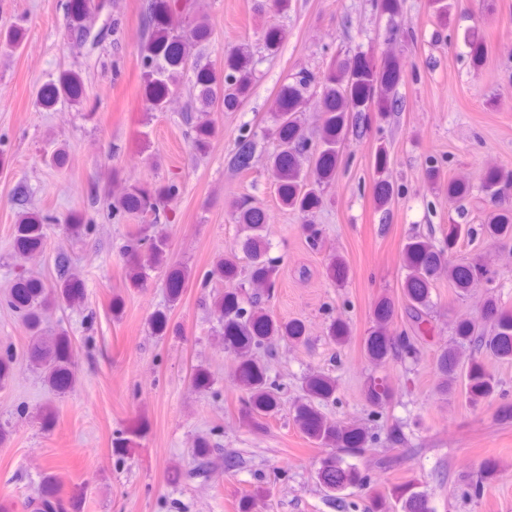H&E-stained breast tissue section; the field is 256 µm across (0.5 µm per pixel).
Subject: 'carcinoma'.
Wrapping results in <instances>:
<instances>
[{"instance_id": "1", "label": "carcinoma", "mask_w": 512, "mask_h": 512, "mask_svg": "<svg viewBox=\"0 0 512 512\" xmlns=\"http://www.w3.org/2000/svg\"><path fill=\"white\" fill-rule=\"evenodd\" d=\"M91 0H72V14L77 29L85 32L83 21L90 12ZM176 0H152L147 16V38L140 52L141 63L149 75L145 98L150 109L160 110L169 96L177 89L185 71L193 69L196 100L206 112L220 103L226 110H235L246 102L253 81V56L249 44L242 43L224 52V67L215 72L205 66L188 61L185 39L177 32L172 22L175 16ZM283 38L282 31L270 26L263 30L264 48L274 53ZM383 65L374 67L364 54H357L334 61L322 80L305 73L293 83L280 87L276 94V108L273 116L274 128L271 135L276 141L275 151L269 156V173L276 186L280 204L297 212L304 222L302 231L308 246L317 250L324 240L319 225L310 222L309 215L323 204V189L335 180L340 165V154L348 129L353 128L357 136L363 135L362 114L375 112L385 119L391 112L401 108L396 89L404 80L401 62L382 51ZM319 85L320 135L317 143L305 135L300 120L301 109L306 103V93L313 85ZM79 101L85 94L84 86L74 77H66L60 85H49L41 94V100L52 103L60 93ZM185 122L193 125L191 144L194 150L203 151L215 133L213 123L208 119L185 116ZM258 149V133L243 128L236 141L235 151L229 158V166L237 173L253 168ZM387 163L385 146L378 147L375 165L379 177L374 181L373 198L380 209L388 208L399 196V189L380 177ZM512 184V173L505 174L497 167L490 168L483 181V189L499 188ZM179 192L178 184L170 182L157 193H148L137 186H124L118 192L104 194V201L112 215H136L146 224L157 226L163 210V200ZM497 207L487 224L484 234L491 240L512 239V207L500 206L499 196L490 197ZM231 215L240 227V237L223 256L219 257L206 276V283L212 288L214 311L224 335V343L235 361L239 387L243 393V416L255 419L258 415H269L278 408L276 392L278 385L271 380L265 366L255 358V352L267 348L279 336H302V328L279 325L256 296L243 306L239 290L248 284L265 288L274 286L276 261L269 257L270 243L266 239L264 209L249 198L236 200L231 204ZM458 233L451 230L443 247H438L427 235L415 233L408 238L402 250V268L405 276L402 283L407 299L406 312L412 323L414 335L401 337L402 350L416 353L415 336L429 331L431 289L442 267H447L448 281L458 289L459 295L469 293L478 280L492 278V271L483 264L454 263L451 255L457 245ZM42 244V224L34 216L26 217L19 225L15 246L18 254L32 251ZM127 275L130 281L142 288L148 286L151 273L162 272L167 266V239L158 232L150 237L138 227L124 245ZM57 280L51 286L32 275H21L10 289L9 303L22 313L27 326L41 334V311L46 304V295L53 289L60 290L62 300L76 301L84 296V283L72 271L65 252L55 258ZM164 287L170 300L176 302L184 287V276L178 270L165 273ZM484 309L486 315L495 320V332L485 336L473 320H462L455 326V335L461 341L485 346L499 358H512V311L498 305L497 300L487 297ZM395 306L388 298H381L374 309V326L365 340L367 355L376 362L384 361L392 354L396 342L391 338ZM68 342L61 341L54 348L40 352L53 359L47 379L57 393H64L72 387L74 375L66 366ZM441 393L450 394L461 376H466L467 391L472 402L491 398L497 384L474 358L468 363L461 362L453 348H444L436 360ZM303 391L304 402L295 408V422L310 438L323 445L341 444L342 449L351 452L365 447L367 434L359 428L343 429L326 422L312 406L315 400H326L336 392V380L321 374L306 377ZM370 403L383 408L392 398V389L373 384L367 389ZM197 467L210 465L211 443L200 436L195 440ZM324 487L339 493L350 486H356L361 478L358 471L343 466L340 457L326 458L319 471ZM379 512H432L425 495L418 491L400 492L396 503L378 502Z\"/></svg>"}]
</instances>
